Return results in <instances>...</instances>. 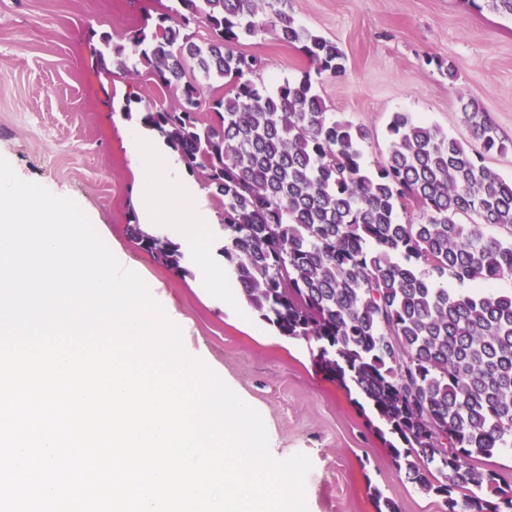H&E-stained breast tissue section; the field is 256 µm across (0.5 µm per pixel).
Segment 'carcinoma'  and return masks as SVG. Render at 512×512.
<instances>
[{"instance_id":"1","label":"carcinoma","mask_w":512,"mask_h":512,"mask_svg":"<svg viewBox=\"0 0 512 512\" xmlns=\"http://www.w3.org/2000/svg\"><path fill=\"white\" fill-rule=\"evenodd\" d=\"M174 2L130 37L138 62L180 98L141 121L203 174L246 302L310 344L314 365L358 396L396 465L444 512H512V485L475 465L512 448V292L495 288L512 277V179L484 164L512 143L471 99L464 124L480 150L395 112L387 156L367 167L369 131L330 118L311 74L269 88L261 59L238 49L269 27L300 45L316 76L345 72L338 45L297 24L279 8L286 0ZM111 42L105 34L94 50L98 75L112 74L109 55L128 68ZM189 61L227 87L207 119L203 86L184 80ZM131 234L184 270L169 237L138 224Z\"/></svg>"}]
</instances>
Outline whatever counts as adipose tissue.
<instances>
[{"mask_svg":"<svg viewBox=\"0 0 512 512\" xmlns=\"http://www.w3.org/2000/svg\"><path fill=\"white\" fill-rule=\"evenodd\" d=\"M124 139L138 168L141 223L176 231L178 244L195 258L203 278L224 287L225 308L235 309L238 295L229 289L231 273L212 263L207 226L213 223V215L186 178L185 167L176 155L162 149L145 127H127Z\"/></svg>","mask_w":512,"mask_h":512,"instance_id":"adipose-tissue-1","label":"adipose tissue"}]
</instances>
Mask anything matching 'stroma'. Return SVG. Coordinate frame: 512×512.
I'll return each instance as SVG.
<instances>
[{
    "instance_id": "obj_1",
    "label": "stroma",
    "mask_w": 512,
    "mask_h": 512,
    "mask_svg": "<svg viewBox=\"0 0 512 512\" xmlns=\"http://www.w3.org/2000/svg\"><path fill=\"white\" fill-rule=\"evenodd\" d=\"M169 4L0 0V156L21 179L78 203L172 311L187 353L250 398L272 435L274 457H310L309 512H376L374 486L401 512H442L438 498L396 467L353 396L315 369L309 344L278 335L247 303L225 310L192 262L171 271L132 237L138 174L121 129L146 105L169 107L178 95L157 89L139 65L97 78L92 49L105 34L128 45ZM284 9L344 51L345 73L318 78L316 89L328 111L369 131L366 164L387 156L395 112L465 135L463 97L478 100L512 140V18L469 0H286ZM239 48L264 60L270 86L312 69L299 48L281 45L269 29L241 38ZM441 60L453 63L456 79L438 68Z\"/></svg>"
}]
</instances>
